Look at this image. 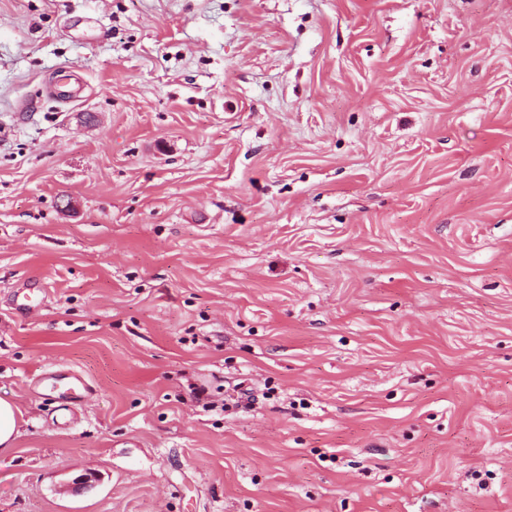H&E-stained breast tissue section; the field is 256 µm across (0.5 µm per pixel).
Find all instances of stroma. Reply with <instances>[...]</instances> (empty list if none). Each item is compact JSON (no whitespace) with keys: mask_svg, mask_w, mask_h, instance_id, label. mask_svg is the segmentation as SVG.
Returning a JSON list of instances; mask_svg holds the SVG:
<instances>
[{"mask_svg":"<svg viewBox=\"0 0 512 512\" xmlns=\"http://www.w3.org/2000/svg\"><path fill=\"white\" fill-rule=\"evenodd\" d=\"M0 396V512H512V0H0ZM38 293L43 294L41 288H24L15 295V308L28 315H35L42 308L44 298L39 299ZM45 375L43 380L51 382L43 387L47 393H41V395L58 404L57 411H67L72 406L78 405L92 391L84 377L71 369L52 371ZM18 409L7 397H0V447L10 448L20 435ZM0 448V449H1Z\"/></svg>","mask_w":512,"mask_h":512,"instance_id":"1","label":"stroma"}]
</instances>
